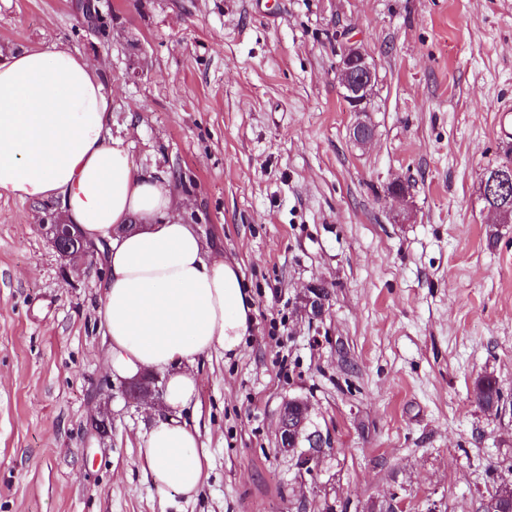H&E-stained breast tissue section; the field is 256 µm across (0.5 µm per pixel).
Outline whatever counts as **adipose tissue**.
<instances>
[{"label": "adipose tissue", "mask_w": 512, "mask_h": 512, "mask_svg": "<svg viewBox=\"0 0 512 512\" xmlns=\"http://www.w3.org/2000/svg\"><path fill=\"white\" fill-rule=\"evenodd\" d=\"M112 90L79 52L51 46L0 61V199L62 204L67 223L107 244L98 315L113 378L164 380L163 409L140 463L160 494L196 496L207 453L197 423L195 367L231 353L252 322L238 263L209 251L170 182L135 166L108 138Z\"/></svg>", "instance_id": "adipose-tissue-1"}]
</instances>
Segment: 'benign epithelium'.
<instances>
[{
	"instance_id": "7a95c632",
	"label": "benign epithelium",
	"mask_w": 512,
	"mask_h": 512,
	"mask_svg": "<svg viewBox=\"0 0 512 512\" xmlns=\"http://www.w3.org/2000/svg\"><path fill=\"white\" fill-rule=\"evenodd\" d=\"M337 78L343 89L342 96L345 102L350 111L356 113V120L350 128V136L356 143L366 144L371 141V137L367 133L370 128L366 118L367 104L376 80L375 71L368 60V54L354 45L346 46L338 64ZM511 183L512 175L509 173L493 172L488 174L481 184L482 197L489 200L498 198ZM43 229L55 250L66 259H74L92 253L91 247L85 242L74 224L55 221L44 225ZM121 393L126 399L135 401L140 397L151 396L153 390L136 380H129L121 389ZM280 418L284 420V423L279 425V449L283 453H289L297 448L299 438L306 429V419L302 418L296 424L289 422L288 410L285 408L282 409Z\"/></svg>"
}]
</instances>
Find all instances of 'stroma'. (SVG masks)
Returning a JSON list of instances; mask_svg holds the SVG:
<instances>
[{
	"instance_id": "stroma-1",
	"label": "stroma",
	"mask_w": 512,
	"mask_h": 512,
	"mask_svg": "<svg viewBox=\"0 0 512 512\" xmlns=\"http://www.w3.org/2000/svg\"><path fill=\"white\" fill-rule=\"evenodd\" d=\"M53 44L102 66L111 136L238 262L253 319L196 368L201 491L161 497L139 465L155 417L105 363L102 259L55 251L60 203L0 199V512H482L512 481V224L481 197L512 152V0H0V57ZM345 44L377 76L364 147ZM293 398L328 440L305 470L278 450ZM473 396L477 403L485 410H498L502 400V393L496 380L488 375L477 379L473 386Z\"/></svg>"
}]
</instances>
